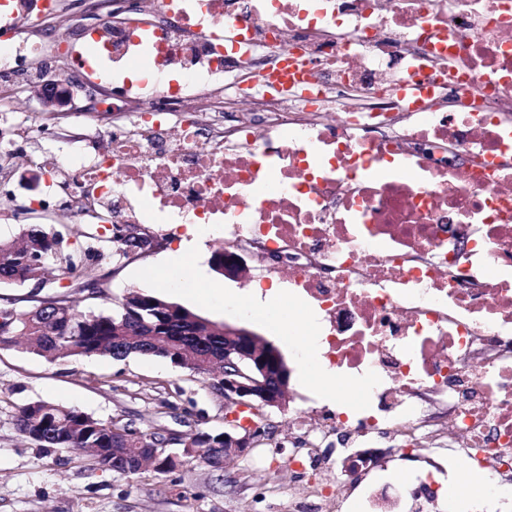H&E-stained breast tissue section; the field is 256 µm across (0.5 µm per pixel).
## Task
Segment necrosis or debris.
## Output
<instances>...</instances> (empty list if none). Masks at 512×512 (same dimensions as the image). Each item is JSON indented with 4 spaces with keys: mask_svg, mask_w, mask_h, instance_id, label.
<instances>
[{
    "mask_svg": "<svg viewBox=\"0 0 512 512\" xmlns=\"http://www.w3.org/2000/svg\"><path fill=\"white\" fill-rule=\"evenodd\" d=\"M142 2L165 22L82 33L96 65L144 69L112 95L128 125L32 156L45 193L16 218L61 189L84 224H202L304 302L341 405L305 425L348 436L334 490L289 491L308 512H446L425 471L382 492L379 445L512 469V0ZM63 10L0 0L1 81Z\"/></svg>",
    "mask_w": 512,
    "mask_h": 512,
    "instance_id": "1",
    "label": "necrosis or debris"
}]
</instances>
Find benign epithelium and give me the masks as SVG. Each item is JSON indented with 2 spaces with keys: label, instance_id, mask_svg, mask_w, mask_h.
<instances>
[{
  "label": "benign epithelium",
  "instance_id": "7a95c632",
  "mask_svg": "<svg viewBox=\"0 0 512 512\" xmlns=\"http://www.w3.org/2000/svg\"><path fill=\"white\" fill-rule=\"evenodd\" d=\"M112 6L113 20L122 24H137L134 18L139 8V0H109ZM41 103L44 111L62 114L73 111L74 95L71 80H53L41 91ZM246 266V253L224 251V276L235 278ZM224 337L231 344L224 347V374L218 376L220 387L224 392V405L227 413L234 414L241 408L261 411L266 407H279L283 404V393L286 392L290 371L282 355L277 360L270 358V349L261 351L258 346L263 340L244 327L224 325ZM262 426L253 427L242 424L224 432V451L242 456L250 452L261 436ZM161 453L172 459L182 456H197L198 449L183 447L178 438L167 440Z\"/></svg>",
  "mask_w": 512,
  "mask_h": 512
}]
</instances>
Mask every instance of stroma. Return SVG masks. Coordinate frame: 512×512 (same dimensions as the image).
Returning <instances> with one entry per match:
<instances>
[{"label":"stroma","instance_id":"35a3bbf8","mask_svg":"<svg viewBox=\"0 0 512 512\" xmlns=\"http://www.w3.org/2000/svg\"><path fill=\"white\" fill-rule=\"evenodd\" d=\"M11 89L5 100L10 111L47 117L53 129L51 138L28 142L32 155L58 146L94 154L102 131L126 120L121 114L109 122L90 111V103L102 105L110 98L107 82L96 83L91 95L76 91V104L86 110L81 118L71 113L45 116L38 92L20 83ZM49 227L62 238V254L83 257L89 250H103L105 257L98 263L100 292L84 290L55 264L45 281L0 286V305L23 310L43 300L67 297L82 311L109 312L131 290L162 296L209 322L246 326L280 351L290 381L284 406L262 411L261 422L272 431V440L248 455L227 461L220 471L196 460L161 477L127 479L99 468L85 453L67 449L48 453L38 448L17 431L18 408L47 400L101 420L122 416L134 427L164 435L220 431L226 424L224 397L210 388L207 376L160 357L50 361L21 345L0 348V512H288L290 487L335 482V446L312 448L307 437L289 432L288 421L304 407L301 394L318 392L331 408L336 399L320 381L302 333L286 332L276 317L252 312L248 306L252 281L227 278L212 269L210 257L218 246L212 236L204 237L194 259L175 270L169 268L168 258L180 242L157 237L154 225L133 227V234L150 239L152 245L128 253L107 242L100 225L79 223L69 214L53 213ZM309 451L315 455V470L294 471L288 464L289 453Z\"/></svg>","mask_w":512,"mask_h":512}]
</instances>
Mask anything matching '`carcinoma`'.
<instances>
[{"instance_id":"cac0c4a2","label":"carcinoma","mask_w":512,"mask_h":512,"mask_svg":"<svg viewBox=\"0 0 512 512\" xmlns=\"http://www.w3.org/2000/svg\"><path fill=\"white\" fill-rule=\"evenodd\" d=\"M59 250L60 239L45 225H25L22 243L0 240V285L40 280L46 263L57 258ZM64 262L69 277L87 290L98 289L93 264L72 254L66 255ZM165 303L160 296L140 292L120 301L112 312H81L75 302L66 299L41 309L0 306V347H11L23 337L31 353L47 358L122 360L138 355L165 358L186 369L196 357L224 358L220 329H208L181 306L166 311L162 308ZM16 426L40 448L90 449L101 468L121 477H139L148 470L163 475L178 468V464L155 456L166 437L137 429L122 418L102 421L76 408L38 400L19 408ZM184 441L202 450L201 457L210 468L224 470V442L208 441L201 431L184 435Z\"/></svg>"}]
</instances>
